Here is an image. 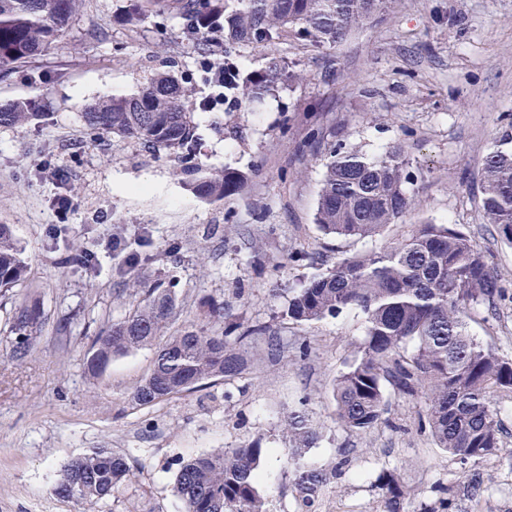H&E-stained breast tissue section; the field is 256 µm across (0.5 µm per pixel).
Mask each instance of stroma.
Wrapping results in <instances>:
<instances>
[{"label":"stroma","instance_id":"35a3bbf8","mask_svg":"<svg viewBox=\"0 0 512 512\" xmlns=\"http://www.w3.org/2000/svg\"><path fill=\"white\" fill-rule=\"evenodd\" d=\"M130 0H84L64 34L24 67L0 71V106L37 98L41 119L0 125V224L7 225L29 279L0 298V512H79L53 492L64 466L95 448L127 453L135 476L96 512H183L175 489L182 460L262 437L258 489L272 512H295L285 460L284 416L306 410L321 436L305 462L351 463L316 512H385L380 475L395 470L413 495L404 512H424L438 483L456 487L452 512H512V394L498 393L502 450L472 465L479 494L460 464L419 428V401L390 400V424L356 435L336 421L332 386L364 337V318L347 310L316 325L282 318L272 291L307 280L314 261L333 265L354 252L411 234L417 224H454L491 256L508 300L495 319L472 313V336L512 358V246L482 221L480 164L512 127V0H389L378 22L336 48L283 41L275 55L298 78L246 112L208 106L213 89L175 15L132 16ZM334 73H327V60ZM197 103L196 160L204 172L244 173L241 191L199 196L177 159L91 129L87 108L134 93L160 66ZM242 124L243 134L229 135ZM336 127L348 146L375 156L408 147L414 209L374 240L323 235L314 222L322 168L303 158L312 124ZM71 207L58 214L57 195ZM304 252V261L292 254ZM91 267L74 264L78 254ZM173 285V330L204 326L210 305L230 323L272 325L295 355L250 367L151 408L128 397L149 374L156 349L115 358L98 383L85 352L102 326L128 312L134 281ZM36 295L45 325L23 363L11 357L15 307Z\"/></svg>","mask_w":512,"mask_h":512}]
</instances>
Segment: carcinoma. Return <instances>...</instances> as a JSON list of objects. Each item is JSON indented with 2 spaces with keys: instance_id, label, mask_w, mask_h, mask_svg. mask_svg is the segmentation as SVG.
Instances as JSON below:
<instances>
[{
  "instance_id": "1",
  "label": "carcinoma",
  "mask_w": 512,
  "mask_h": 512,
  "mask_svg": "<svg viewBox=\"0 0 512 512\" xmlns=\"http://www.w3.org/2000/svg\"><path fill=\"white\" fill-rule=\"evenodd\" d=\"M83 0H0V70L8 71L46 52L67 28ZM137 14L169 7L199 50L210 83L227 112H244L275 88L298 75L271 54L263 69L243 73L238 50L269 48L290 37L334 48L367 23L378 21L388 0H131ZM224 40V64L211 62L213 37ZM39 117V103L29 99L0 107V125H22ZM86 123L148 149L180 158L196 142L197 123L186 91L169 71L154 74L135 93L112 96L84 113ZM306 151L324 169L315 224L325 235L371 239L415 207L406 186L414 179L404 144L369 157L347 147L334 127L313 126ZM193 188L206 199L221 201L240 191L236 171L201 176ZM481 209L484 223L512 245V149L500 146L481 162ZM28 266L10 229L0 225V297L28 278ZM505 288L490 267L487 250L455 224L417 225L405 240L338 260L298 287L288 289V320L311 326L346 309L365 320V336L354 358L332 387L336 421L363 434L389 423L387 390L419 399V426L462 466L500 448L501 424L495 393H512V358L470 336L467 319L483 309L494 314ZM170 288L144 291L135 308L99 332L87 351L85 372L96 382L116 357L153 344L176 314ZM43 328L34 302L19 304L10 325L12 357L24 361ZM258 346L259 357L288 358L276 331L253 325L240 336L224 329V307L210 311L209 327L166 337L155 353L150 373L130 395L134 406H152L205 385L231 381L252 360L244 345ZM282 433L296 448L315 443L318 433L305 413L294 411ZM266 449L258 438L248 445L201 454L183 462L175 484L184 512H272L257 489V473ZM348 465L340 459L330 469L289 456L294 499L301 512H312L319 496ZM129 457L110 448L77 456L64 467L53 492L82 505V512L126 485L133 475ZM386 512H402L406 491L398 476L383 471ZM434 508L449 512L453 489L439 485Z\"/></svg>"
}]
</instances>
